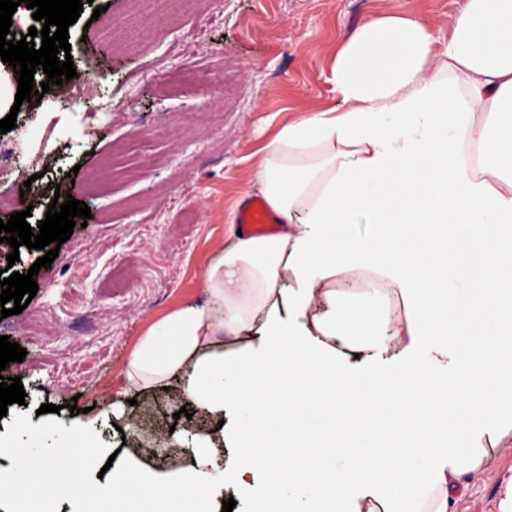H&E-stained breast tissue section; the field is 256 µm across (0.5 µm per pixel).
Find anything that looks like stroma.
Returning <instances> with one entry per match:
<instances>
[{"mask_svg":"<svg viewBox=\"0 0 512 512\" xmlns=\"http://www.w3.org/2000/svg\"><path fill=\"white\" fill-rule=\"evenodd\" d=\"M135 4L146 13L158 7L88 0L68 28L85 94L22 103L15 128L0 134L12 151L0 194L16 197L14 210H30L29 224L44 220L58 192L91 210L86 227L40 269L24 310L52 313L53 323L32 338L17 331L18 316L0 320V336L27 351L5 370L20 377L27 397L0 418V440L27 438L42 454L75 410L115 401L125 414L96 420L97 445L116 450L114 467L136 462L171 478L188 464L185 450L157 463L148 446L123 443L122 428L164 438L208 424L197 413L179 417L190 400L132 397V354L157 321L205 304L204 271L229 246L242 198L258 192L264 146L288 122L336 106L331 65L343 39L398 11L444 38L461 0H194L135 47L113 50L112 28ZM11 211L0 210V219ZM44 403L57 412L40 413ZM511 476L512 432L489 449L482 470L464 477L450 512H497Z\"/></svg>","mask_w":512,"mask_h":512,"instance_id":"1","label":"stroma"}]
</instances>
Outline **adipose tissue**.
Masks as SVG:
<instances>
[{"instance_id": "ef3b65f1", "label": "adipose tissue", "mask_w": 512, "mask_h": 512, "mask_svg": "<svg viewBox=\"0 0 512 512\" xmlns=\"http://www.w3.org/2000/svg\"><path fill=\"white\" fill-rule=\"evenodd\" d=\"M331 76L339 110L283 126L257 171L281 230L235 236L207 305L167 315L127 364L131 389L176 388L208 417L190 465L169 484L133 464L90 479L112 451L86 456L75 419L40 464L16 448V472L49 480L0 477L1 505L44 512L77 484V512H215L227 446L250 512H449L480 441L512 431V0H463L444 40L373 18ZM370 274L387 293L336 286ZM251 326L226 358L219 332Z\"/></svg>"}]
</instances>
